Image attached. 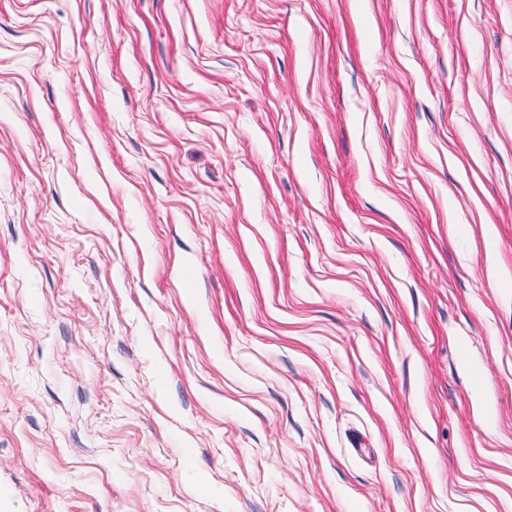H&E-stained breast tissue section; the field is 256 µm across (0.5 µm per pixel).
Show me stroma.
Instances as JSON below:
<instances>
[{
	"label": "stroma",
	"instance_id": "obj_1",
	"mask_svg": "<svg viewBox=\"0 0 512 512\" xmlns=\"http://www.w3.org/2000/svg\"><path fill=\"white\" fill-rule=\"evenodd\" d=\"M0 512H512V0H0Z\"/></svg>",
	"mask_w": 512,
	"mask_h": 512
}]
</instances>
